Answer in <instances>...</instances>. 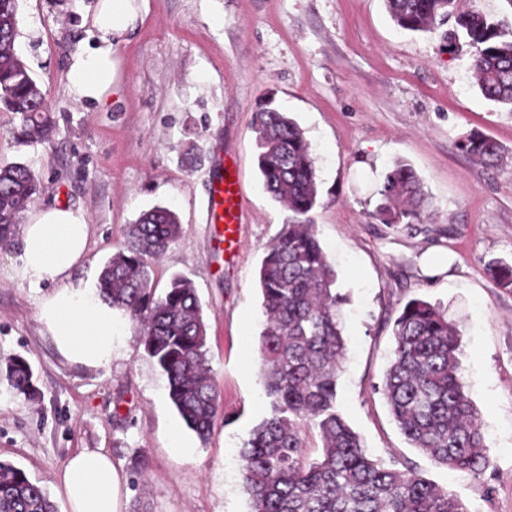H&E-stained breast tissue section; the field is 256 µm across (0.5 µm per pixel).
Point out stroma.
Instances as JSON below:
<instances>
[{"label":"stroma","mask_w":512,"mask_h":512,"mask_svg":"<svg viewBox=\"0 0 512 512\" xmlns=\"http://www.w3.org/2000/svg\"><path fill=\"white\" fill-rule=\"evenodd\" d=\"M99 3L19 0L16 50L54 127L25 141L18 115L0 111V162L28 164L40 184L17 221L55 206L82 210L88 256L74 277L92 287L128 224L156 206L174 210L182 234L153 277L161 289L176 274L193 282L223 417L204 442L186 427L130 321L111 366L67 361L39 320V292L9 277L13 236L0 243V460L51 493L74 452L99 448L120 478L119 512L138 502L146 512H249L239 450L269 412L258 269L287 218L257 170L254 117L269 100L298 123L316 158V233L345 298L339 411L374 456L411 467L470 512H512V287L489 272L512 264V110L479 93L472 48L448 42L453 21L405 31L385 0H135L134 30L112 41L113 92L90 105L70 95L67 74L73 55L97 40ZM473 133L502 147L498 166L459 150ZM400 160L422 182L423 223L377 216V187ZM228 161L243 199L233 258L205 222L210 175ZM413 298L446 307L461 332L459 377L490 460L482 474L411 447L377 390L391 324ZM17 355L32 365L35 399L8 388L3 371Z\"/></svg>","instance_id":"obj_1"}]
</instances>
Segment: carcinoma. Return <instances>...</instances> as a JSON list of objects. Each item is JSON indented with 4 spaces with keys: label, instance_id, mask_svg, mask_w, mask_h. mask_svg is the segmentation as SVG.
Segmentation results:
<instances>
[{
    "label": "carcinoma",
    "instance_id": "obj_1",
    "mask_svg": "<svg viewBox=\"0 0 512 512\" xmlns=\"http://www.w3.org/2000/svg\"><path fill=\"white\" fill-rule=\"evenodd\" d=\"M395 24L430 31L455 19L451 36L474 48L472 71L482 96L512 110V28L456 0H385ZM18 0H0V107L19 115L18 135L37 141L51 130L42 91L16 52ZM258 169L270 197L288 219L259 272L264 327L259 358L270 412L240 451L250 512H470L457 495L412 470L373 458L337 408V380L346 343L339 317L344 297L313 224L319 206L316 158L287 113L265 106L255 115ZM461 150L494 166L501 148L471 135ZM22 163L0 166V242L38 194ZM384 224L421 223L422 182L394 165L378 189ZM182 233L168 207H154L128 225L126 244L103 265L100 299L134 323L147 355L167 379L169 398L201 441L218 417L220 393L208 365L207 325L192 281L172 278L158 295L152 263ZM460 330L437 304L406 303L393 325V347L381 393L409 444L451 470L480 474L489 459L478 412L458 377ZM34 373L18 356L7 364L12 392L28 399ZM317 432L321 449L305 453L303 431ZM0 512H56L48 493L14 465L0 461Z\"/></svg>",
    "mask_w": 512,
    "mask_h": 512
}]
</instances>
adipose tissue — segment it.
Wrapping results in <instances>:
<instances>
[{
	"mask_svg": "<svg viewBox=\"0 0 512 512\" xmlns=\"http://www.w3.org/2000/svg\"><path fill=\"white\" fill-rule=\"evenodd\" d=\"M133 0H100L91 22L98 45L74 54L68 90L81 103L102 104L112 93L113 36L131 30L137 14ZM89 224L83 211L52 207L33 213L20 225L19 255L13 274L28 287L43 290L40 320L59 352L70 362L89 369L111 365L120 339L117 313L73 278L84 260ZM118 477L110 457L99 449L73 454L57 477V491L68 512H117Z\"/></svg>",
	"mask_w": 512,
	"mask_h": 512,
	"instance_id": "ef3b65f1",
	"label": "adipose tissue"
}]
</instances>
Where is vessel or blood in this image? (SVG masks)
Returning a JSON list of instances; mask_svg holds the SVG:
<instances>
[{
  "label": "vessel or blood",
  "instance_id": "b4317fda",
  "mask_svg": "<svg viewBox=\"0 0 512 512\" xmlns=\"http://www.w3.org/2000/svg\"><path fill=\"white\" fill-rule=\"evenodd\" d=\"M237 172L232 164H225L223 171L215 172L209 182L207 223L219 226L218 237L227 249L239 248L242 199Z\"/></svg>",
  "mask_w": 512,
  "mask_h": 512
}]
</instances>
